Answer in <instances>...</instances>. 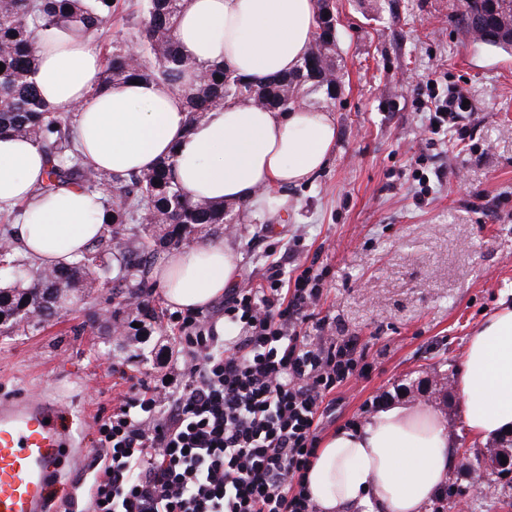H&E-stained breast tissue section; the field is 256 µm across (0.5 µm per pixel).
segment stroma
I'll return each instance as SVG.
<instances>
[{
	"label": "stroma",
	"mask_w": 512,
	"mask_h": 512,
	"mask_svg": "<svg viewBox=\"0 0 512 512\" xmlns=\"http://www.w3.org/2000/svg\"><path fill=\"white\" fill-rule=\"evenodd\" d=\"M336 27L335 102L319 93L305 106L334 116L336 146L325 168L289 187L288 211L271 222L232 206L234 233L218 232L242 269L263 283L266 267L314 266L322 275L318 318L355 338L364 376L332 395L323 433L358 421L371 404L413 400L427 376H456L474 330L512 302V56L478 44L464 29V0H330ZM458 88L473 99L467 138L430 140L420 102ZM432 192L420 196L418 174ZM105 290H81L72 311L38 331L0 335V397H62L82 424L86 450L53 502L90 478L98 420L127 378L173 372L181 345L158 290L148 332L113 334ZM432 405L457 451L448 483L466 512H512V484L480 482L456 389Z\"/></svg>",
	"instance_id": "stroma-1"
}]
</instances>
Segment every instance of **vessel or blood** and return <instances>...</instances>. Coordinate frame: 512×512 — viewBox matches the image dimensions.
<instances>
[{
    "label": "vessel or blood",
    "instance_id": "b4317fda",
    "mask_svg": "<svg viewBox=\"0 0 512 512\" xmlns=\"http://www.w3.org/2000/svg\"><path fill=\"white\" fill-rule=\"evenodd\" d=\"M62 408L39 397L0 399V512H50L59 461L79 445Z\"/></svg>",
    "mask_w": 512,
    "mask_h": 512
}]
</instances>
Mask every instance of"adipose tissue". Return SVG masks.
I'll return each mask as SVG.
<instances>
[{"instance_id":"ef3b65f1","label":"adipose tissue","mask_w":512,"mask_h":512,"mask_svg":"<svg viewBox=\"0 0 512 512\" xmlns=\"http://www.w3.org/2000/svg\"><path fill=\"white\" fill-rule=\"evenodd\" d=\"M315 33L314 0H184L176 36L202 65L224 63L250 79L295 71ZM32 76L43 101L75 108L71 129L85 162L107 173L172 163L181 188L198 200L247 203L276 216L284 189L309 181L336 144L323 109L274 112L231 101L189 124L182 97L162 83L101 87L97 47L68 32L38 38ZM45 157L34 142L0 136V211L20 213L14 240L37 267L72 261L103 230L99 194L77 186L48 197L37 189ZM153 276L174 311L210 309L240 280L229 248L207 242L174 252ZM467 429L479 441L512 428V305L470 337L456 376ZM448 429L437 409L389 402L321 440L305 479L319 512H422L448 480Z\"/></svg>"}]
</instances>
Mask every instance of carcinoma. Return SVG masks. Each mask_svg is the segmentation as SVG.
I'll list each match as a JSON object with an SVG mask.
<instances>
[{
  "instance_id": "carcinoma-1",
  "label": "carcinoma",
  "mask_w": 512,
  "mask_h": 512,
  "mask_svg": "<svg viewBox=\"0 0 512 512\" xmlns=\"http://www.w3.org/2000/svg\"><path fill=\"white\" fill-rule=\"evenodd\" d=\"M183 0H141L140 24L117 32L106 53L98 83L131 80L163 81L181 92L188 123L231 100H249L269 110L288 112L296 96L322 89L336 100V74L332 53L336 36L326 27L298 69L265 81H247L224 64L205 68L185 55L176 38ZM119 0H0V135L13 134L36 142L46 160V181L41 194L51 195L75 185L105 197L103 232L65 267L38 269L0 253V275L12 284L0 288V334L34 332L69 311L71 292L107 285L113 309L121 313L137 295H144L157 242L169 248L186 239L191 225L217 233L224 224V204L195 200L171 176V163L160 162L148 172L102 174L83 161L70 133L72 112L45 105L29 77L37 64V38L48 27L70 29L78 37L96 41L118 11ZM463 21L474 39L484 46L512 53V0H465ZM138 47L140 61L131 62L128 46ZM222 80H217L216 76ZM150 226L165 224L160 239L147 234L134 244H116L113 225L131 221ZM124 273L112 275L113 265Z\"/></svg>"
}]
</instances>
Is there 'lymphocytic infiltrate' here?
I'll list each match as a JSON object with an SVG mask.
<instances>
[{"label":"lymphocytic infiltrate","instance_id":"lymphocytic-infiltrate-1","mask_svg":"<svg viewBox=\"0 0 512 512\" xmlns=\"http://www.w3.org/2000/svg\"><path fill=\"white\" fill-rule=\"evenodd\" d=\"M456 89L431 98L428 123L464 139L475 110ZM320 275L272 262L263 286L232 289L238 333L183 316L185 349L169 383L139 382L99 428L89 498L69 512H317L303 478L328 395L356 370L353 340L307 341Z\"/></svg>","mask_w":512,"mask_h":512}]
</instances>
